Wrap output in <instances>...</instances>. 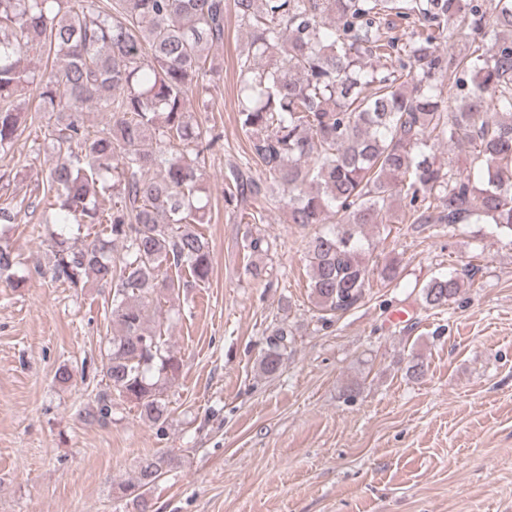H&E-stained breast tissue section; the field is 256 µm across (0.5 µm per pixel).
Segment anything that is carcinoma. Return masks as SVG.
Instances as JSON below:
<instances>
[{
    "label": "carcinoma",
    "mask_w": 512,
    "mask_h": 512,
    "mask_svg": "<svg viewBox=\"0 0 512 512\" xmlns=\"http://www.w3.org/2000/svg\"><path fill=\"white\" fill-rule=\"evenodd\" d=\"M246 28L239 61V123L271 181L262 211L288 208V223L315 227L307 242L311 297L323 315L363 301L371 268L367 227L491 224L512 239V0H0V154L27 129L26 92L38 112L66 117L47 130L66 150L42 181L53 223L81 231L79 246L55 240L52 278L71 288H112V337L96 410L112 417L111 392L163 424L160 382L181 363L146 306L212 274L201 197L205 153L218 136L193 122L191 98L220 75L228 3ZM400 20L407 38L388 35ZM460 48L442 47L447 35ZM45 54L41 71L23 64ZM452 93L456 108L447 109ZM109 115L91 133L87 108ZM155 142L152 149L147 142ZM472 148L459 172L438 160L442 144ZM112 206L98 210L96 198ZM401 199L403 209L393 203ZM16 255L0 240V279L13 280ZM464 287L448 273L421 288L428 308L448 305ZM288 329L260 366L273 375ZM167 452L142 458L119 486L136 512H153L151 489L172 471Z\"/></svg>",
    "instance_id": "carcinoma-1"
}]
</instances>
